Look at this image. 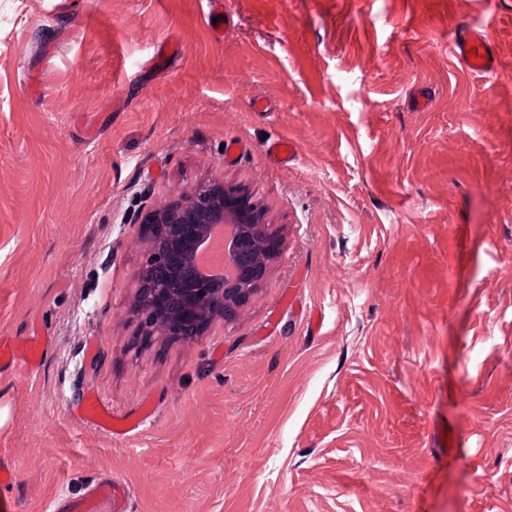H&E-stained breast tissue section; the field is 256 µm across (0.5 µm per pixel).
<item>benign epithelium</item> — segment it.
<instances>
[{
	"label": "benign epithelium",
	"instance_id": "obj_1",
	"mask_svg": "<svg viewBox=\"0 0 512 512\" xmlns=\"http://www.w3.org/2000/svg\"><path fill=\"white\" fill-rule=\"evenodd\" d=\"M154 225L137 296L145 336L191 338L219 320L230 321L265 278L274 246L263 208L234 186L212 179L152 210ZM224 226L225 271L206 270L214 227Z\"/></svg>",
	"mask_w": 512,
	"mask_h": 512
}]
</instances>
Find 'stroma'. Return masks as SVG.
<instances>
[{"label": "stroma", "mask_w": 512, "mask_h": 512, "mask_svg": "<svg viewBox=\"0 0 512 512\" xmlns=\"http://www.w3.org/2000/svg\"><path fill=\"white\" fill-rule=\"evenodd\" d=\"M210 9L0 0V336L47 342L0 368V512L113 480L126 512H512V0ZM476 26L490 75L451 53ZM208 177L279 255L233 322L140 344L143 217ZM93 393L128 433L75 420Z\"/></svg>", "instance_id": "35a3bbf8"}]
</instances>
